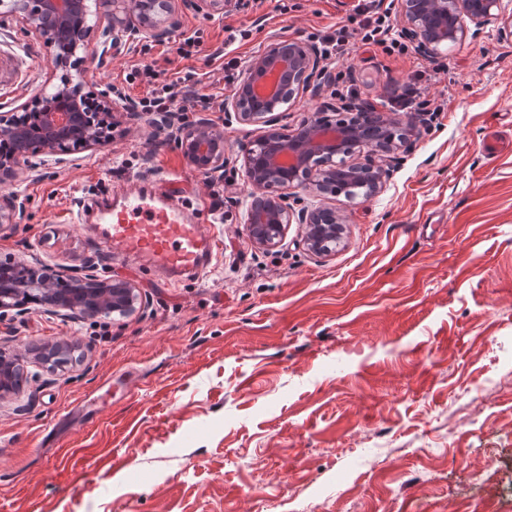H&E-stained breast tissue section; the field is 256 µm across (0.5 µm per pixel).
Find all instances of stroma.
Returning a JSON list of instances; mask_svg holds the SVG:
<instances>
[{
    "label": "stroma",
    "instance_id": "stroma-1",
    "mask_svg": "<svg viewBox=\"0 0 512 512\" xmlns=\"http://www.w3.org/2000/svg\"><path fill=\"white\" fill-rule=\"evenodd\" d=\"M277 0L222 14L179 6L178 27L100 58L101 26L85 46L84 91L137 102L132 69L187 71L231 95L224 67L262 54L271 36L310 41L352 12L347 0ZM249 37H240V30ZM202 31L184 58L182 37ZM42 36L0 6V113L33 105L61 72ZM447 72L423 76L418 50L395 57L354 44L353 105L383 110L388 88L412 81L444 110L394 154L376 196L346 200L343 240L310 252L301 227L265 250L246 224L242 145L260 134L200 109L224 133L222 172L198 171L166 134L121 119L103 150L25 172L0 196V261L36 260L135 283L137 311L62 322L28 303L0 316V350L71 343L60 365L26 358L24 382L0 399V502L8 512H512V41L488 28L442 48ZM331 87L305 92L280 114L295 129ZM496 135V156L487 153ZM177 176L221 239L202 281L169 285L95 249L73 221L80 198L139 180ZM224 188L223 203L210 184ZM133 373L128 393L113 375ZM111 392L98 417L87 401ZM82 458L84 481L67 470ZM481 482L471 467H483Z\"/></svg>",
    "mask_w": 512,
    "mask_h": 512
}]
</instances>
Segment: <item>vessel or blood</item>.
<instances>
[{
  "mask_svg": "<svg viewBox=\"0 0 512 512\" xmlns=\"http://www.w3.org/2000/svg\"><path fill=\"white\" fill-rule=\"evenodd\" d=\"M75 221L97 249L142 274L177 284L211 272L218 241L167 178L80 202Z\"/></svg>",
  "mask_w": 512,
  "mask_h": 512,
  "instance_id": "obj_1",
  "label": "vessel or blood"
}]
</instances>
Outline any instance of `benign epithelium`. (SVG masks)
Returning <instances> with one entry per match:
<instances>
[{
    "label": "benign epithelium",
    "mask_w": 512,
    "mask_h": 512,
    "mask_svg": "<svg viewBox=\"0 0 512 512\" xmlns=\"http://www.w3.org/2000/svg\"><path fill=\"white\" fill-rule=\"evenodd\" d=\"M138 0H125L124 11L113 7L112 0H97V9L109 23L102 31V51L135 36L159 39L176 26L175 0H147L144 10ZM402 33L426 56L440 52L443 46L462 41L469 30L478 34L487 27L496 29L503 39H512V0H397ZM13 11L25 24L43 36L50 30L67 27L77 19L87 24L88 0H16ZM84 42L63 43L52 58L54 66L78 69L82 58L76 56ZM325 72L318 50L305 42L273 36L263 54L242 69L232 97L224 102V111L234 113L242 124L260 125L263 133L243 147V162L250 187L246 223L252 241L263 248L278 247L288 225H303V243L318 255L326 254L340 243L346 231L347 216L324 203L297 212L286 204L285 190L304 187L322 200L341 194L338 174H344L352 188L366 199L380 192L388 169L384 163L391 154L412 145L420 134L419 113L370 111L348 106L347 114L337 113L327 104L314 113L292 135L278 124L277 112L299 93L314 87L315 79ZM43 135L29 139V113L20 106L0 113V139L14 142L15 149L0 156V183L17 179L33 169L32 158L46 156L56 164L66 162L72 145L101 149L112 138L103 129L101 115L126 114L134 109L117 94L106 104H92L82 94V83L65 75L60 84L40 97ZM176 139L184 157L205 173L224 169V133L201 119L190 126L176 128ZM364 154L362 163L348 164L345 158ZM63 273L50 267L42 269L24 261L0 265V311L14 307V299L38 288L36 303L42 311L63 322L104 314L127 317L137 310L136 286L129 281L101 278L94 274L69 277L72 288L60 291L55 282ZM20 377L19 358L0 350V398L14 392Z\"/></svg>",
    "instance_id": "obj_1"
}]
</instances>
